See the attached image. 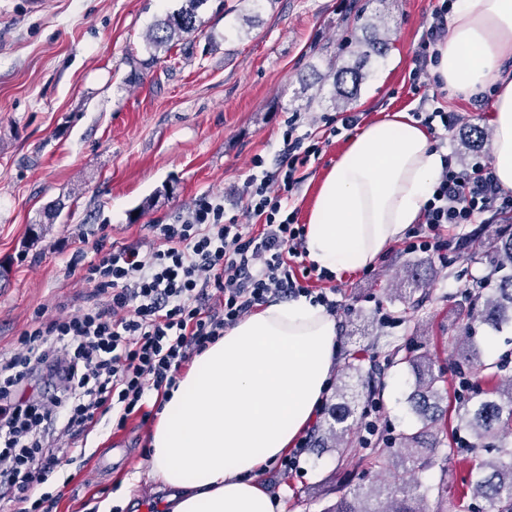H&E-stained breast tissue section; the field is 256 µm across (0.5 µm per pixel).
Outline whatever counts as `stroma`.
I'll return each instance as SVG.
<instances>
[{
    "mask_svg": "<svg viewBox=\"0 0 512 512\" xmlns=\"http://www.w3.org/2000/svg\"><path fill=\"white\" fill-rule=\"evenodd\" d=\"M180 0H0V351L32 323L38 309L77 313L92 291L85 267L97 245H145L152 224L176 223L204 193L236 213L251 159L279 162L288 122L313 133L336 115L331 65L353 63L344 40L368 38L361 19L387 41L385 56L364 68L350 109L372 122L417 108L409 91L412 49L430 0H209L203 32L187 35L153 60L146 35ZM323 145L304 168L292 199L307 223L317 188L348 147ZM512 230L494 217L464 228L468 243L447 264L424 254L385 250L372 272L338 273L333 384H346L356 418L378 402L380 435L410 429L414 378L390 362L393 352L429 353L445 370L448 406L456 408L454 339L472 332L485 362L512 354V324L495 330L471 312L476 282L495 281L489 243ZM424 273V307L410 309L391 289L406 267ZM380 375L343 379L348 353ZM151 425L129 421L94 439L107 468L91 463L75 496L57 512L111 502L112 512H157L166 493L150 478ZM440 446L419 471L428 512H471L457 490L468 474L456 419L436 431ZM369 450L355 443L347 461L335 449L309 448L297 472L269 462L257 480L283 512H326L358 484ZM447 495H440V484Z\"/></svg>",
    "mask_w": 512,
    "mask_h": 512,
    "instance_id": "obj_1",
    "label": "stroma"
}]
</instances>
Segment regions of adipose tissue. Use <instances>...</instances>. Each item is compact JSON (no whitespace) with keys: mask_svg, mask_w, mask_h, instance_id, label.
Instances as JSON below:
<instances>
[{"mask_svg":"<svg viewBox=\"0 0 512 512\" xmlns=\"http://www.w3.org/2000/svg\"><path fill=\"white\" fill-rule=\"evenodd\" d=\"M438 46L445 86H497L491 170L512 190V0H455ZM443 153L408 113L370 123L319 186L305 229L309 261L337 273L371 265L416 223ZM336 323L307 297L267 304L198 354L150 435L165 512H276L255 473L293 445L322 402Z\"/></svg>","mask_w":512,"mask_h":512,"instance_id":"ef3b65f1","label":"adipose tissue"}]
</instances>
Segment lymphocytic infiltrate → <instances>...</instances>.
<instances>
[{"label":"lymphocytic infiltrate","instance_id":"lymphocytic-infiltrate-1","mask_svg":"<svg viewBox=\"0 0 512 512\" xmlns=\"http://www.w3.org/2000/svg\"><path fill=\"white\" fill-rule=\"evenodd\" d=\"M449 12L448 0H432L409 73L415 116L442 141L465 119L432 106L428 94L439 81L430 68ZM320 152L286 129L274 172H263L262 156L252 158L257 172L245 183L241 214L202 196L178 223L150 225L147 247L96 248L87 266L92 302L78 314L36 312L14 350L0 356L1 505L56 512L72 482L64 471L88 464V437L102 417L113 415L119 430L134 415L155 420L182 369L269 299L305 296L335 314L333 276L308 262L304 227L290 210L301 168ZM503 211L512 212V193L487 165L461 169L445 157L404 251L445 261L466 244L457 226Z\"/></svg>","mask_w":512,"mask_h":512}]
</instances>
